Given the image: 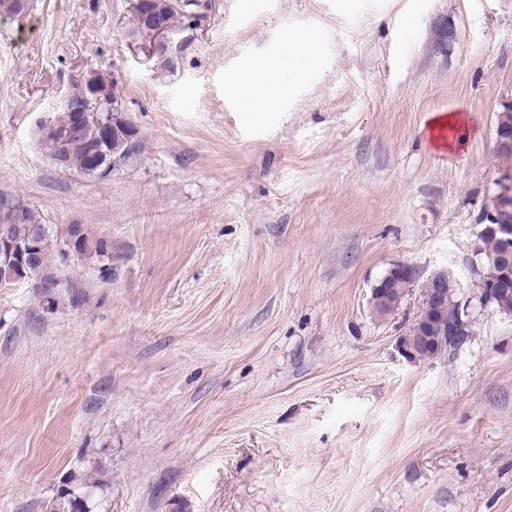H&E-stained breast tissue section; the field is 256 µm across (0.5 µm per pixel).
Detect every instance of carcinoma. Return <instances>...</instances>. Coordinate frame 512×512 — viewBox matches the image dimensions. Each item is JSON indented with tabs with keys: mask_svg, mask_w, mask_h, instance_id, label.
Masks as SVG:
<instances>
[{
	"mask_svg": "<svg viewBox=\"0 0 512 512\" xmlns=\"http://www.w3.org/2000/svg\"><path fill=\"white\" fill-rule=\"evenodd\" d=\"M153 17L161 22H173L176 15L193 21L207 5L200 0H153ZM110 114L109 141L100 140V130L95 114ZM137 138L136 127L122 114H112V80L99 72L87 74L77 82L70 94L67 108L58 117L41 125L40 145L46 155L61 168L75 170L85 176L104 179L112 172V165L133 152ZM79 242L58 240L47 225L41 223L34 210L21 204V211L14 224L9 226V240L16 245L39 241L37 275L42 277L43 305L56 309V297L51 286L57 275L51 265L53 254L63 257L80 254L82 257H106L109 246L103 239H93L78 226ZM462 308L460 296L448 295L442 308V319L448 324L458 321ZM101 487L98 480L88 481L76 475L68 477L49 502L48 512H94L92 499L95 489Z\"/></svg>",
	"mask_w": 512,
	"mask_h": 512,
	"instance_id": "carcinoma-1",
	"label": "carcinoma"
}]
</instances>
